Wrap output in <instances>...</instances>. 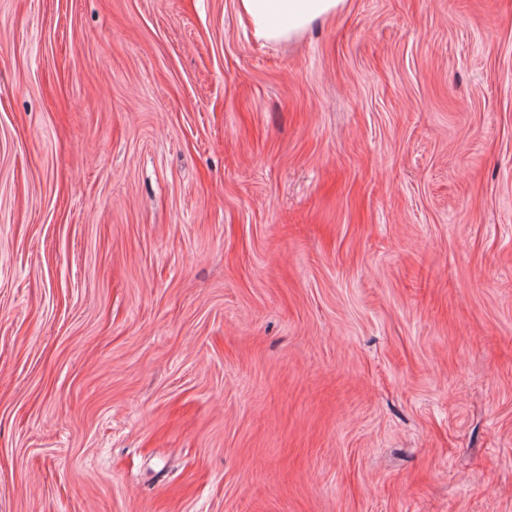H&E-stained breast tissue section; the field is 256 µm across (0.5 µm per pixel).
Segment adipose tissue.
<instances>
[{
  "label": "adipose tissue",
  "instance_id": "adipose-tissue-1",
  "mask_svg": "<svg viewBox=\"0 0 512 512\" xmlns=\"http://www.w3.org/2000/svg\"><path fill=\"white\" fill-rule=\"evenodd\" d=\"M346 0H236V9L255 41L286 42L318 20L336 17Z\"/></svg>",
  "mask_w": 512,
  "mask_h": 512
}]
</instances>
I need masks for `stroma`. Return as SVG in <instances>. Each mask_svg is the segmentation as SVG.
Listing matches in <instances>:
<instances>
[{"mask_svg": "<svg viewBox=\"0 0 512 512\" xmlns=\"http://www.w3.org/2000/svg\"><path fill=\"white\" fill-rule=\"evenodd\" d=\"M0 512H512V0H0ZM255 41L287 42L317 20L341 13L347 0H235Z\"/></svg>", "mask_w": 512, "mask_h": 512, "instance_id": "35a3bbf8", "label": "stroma"}]
</instances>
